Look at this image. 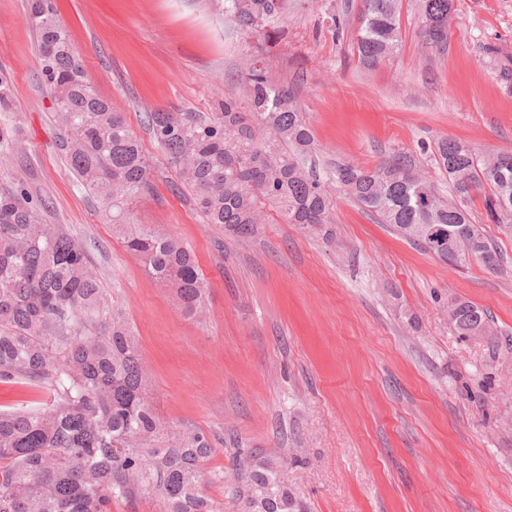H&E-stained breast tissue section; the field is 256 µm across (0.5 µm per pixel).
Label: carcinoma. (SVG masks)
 <instances>
[{"mask_svg":"<svg viewBox=\"0 0 512 512\" xmlns=\"http://www.w3.org/2000/svg\"><path fill=\"white\" fill-rule=\"evenodd\" d=\"M418 2L419 37L447 48L453 0ZM400 7L401 0H361L353 29L347 16L332 18L335 31L350 30L362 66L375 68L399 50ZM287 12L288 0H224V14L249 37L284 38L278 20ZM29 22L71 169L145 271L172 288L186 315L201 317L206 284L191 252L178 238L133 223L130 205L151 189L152 161L86 78L52 0H31ZM243 80L245 100L226 99L208 117L150 113L154 140L206 223L240 238L273 221L330 235L333 204L304 165L314 137L294 87L272 81L256 53ZM24 153L20 130L0 121V164ZM431 153L448 177L449 199L407 153L370 171L338 165L333 176L365 213L439 260L457 266L487 253L498 268L499 253L473 223L469 202L488 191V218L512 224V153L479 156L447 139ZM49 208L20 182L0 187V382L25 381L55 395L44 410L0 411V512H108L112 498L145 493L162 512H213L200 492L212 439L157 414L125 313L65 225L46 222ZM448 323L460 336L496 339L492 317L470 301H453ZM225 492L239 512H303L283 461L237 458Z\"/></svg>","mask_w":512,"mask_h":512,"instance_id":"carcinoma-1","label":"carcinoma"}]
</instances>
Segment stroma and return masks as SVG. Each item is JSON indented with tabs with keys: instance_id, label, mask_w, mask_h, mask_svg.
Here are the masks:
<instances>
[{
	"instance_id": "stroma-1",
	"label": "stroma",
	"mask_w": 512,
	"mask_h": 512,
	"mask_svg": "<svg viewBox=\"0 0 512 512\" xmlns=\"http://www.w3.org/2000/svg\"><path fill=\"white\" fill-rule=\"evenodd\" d=\"M96 91L122 112L152 158V192L132 205L139 224L178 237L207 284L202 319L185 317L112 234L59 146L40 71L29 0H0V72L25 154L0 166L49 201L87 250L125 312L148 369L158 414L212 438L202 495L237 512L224 488L233 458L287 461L306 512H512V227L488 221L483 193L469 207L503 263L451 266L376 223L337 187L336 164L373 169L404 152L442 193L449 182L422 145L459 140L512 152V0H455L447 49L425 45L413 0H402V42L363 68L331 16L360 0H295L287 36L258 42L225 20L223 0H54ZM295 86L315 149L308 164L333 203V234L263 224L240 240L205 223L148 130L151 112L218 110L240 94L250 51ZM485 308L499 337L457 335L448 306ZM49 391L0 383V411L46 408Z\"/></svg>"
}]
</instances>
